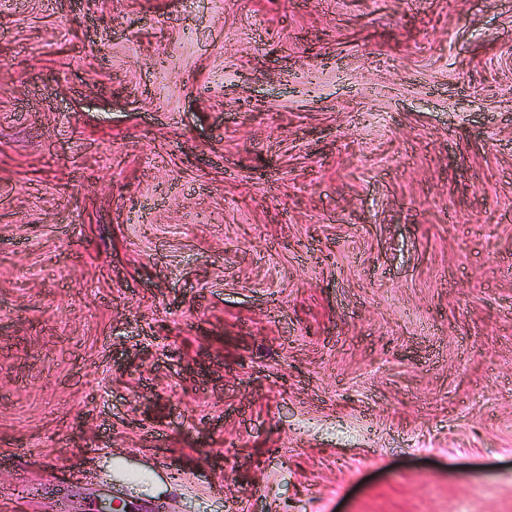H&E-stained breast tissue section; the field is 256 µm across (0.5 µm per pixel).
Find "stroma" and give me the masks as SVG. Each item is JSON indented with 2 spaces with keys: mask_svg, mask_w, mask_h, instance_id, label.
<instances>
[{
  "mask_svg": "<svg viewBox=\"0 0 512 512\" xmlns=\"http://www.w3.org/2000/svg\"><path fill=\"white\" fill-rule=\"evenodd\" d=\"M0 512H512V0H0Z\"/></svg>",
  "mask_w": 512,
  "mask_h": 512,
  "instance_id": "35a3bbf8",
  "label": "stroma"
}]
</instances>
